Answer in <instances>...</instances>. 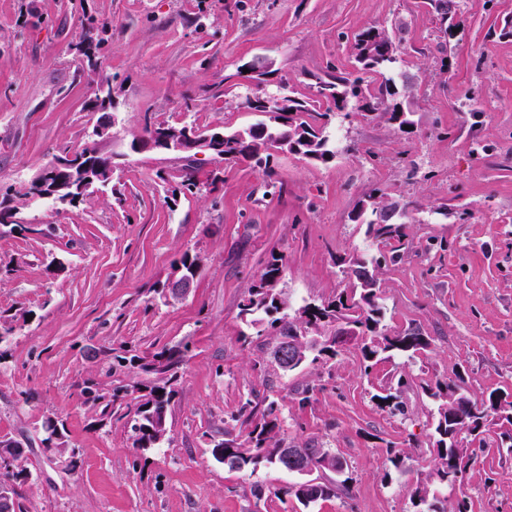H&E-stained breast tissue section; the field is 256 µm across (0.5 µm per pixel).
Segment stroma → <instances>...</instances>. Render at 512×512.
<instances>
[{"instance_id":"stroma-1","label":"stroma","mask_w":512,"mask_h":512,"mask_svg":"<svg viewBox=\"0 0 512 512\" xmlns=\"http://www.w3.org/2000/svg\"><path fill=\"white\" fill-rule=\"evenodd\" d=\"M460 10L459 32L445 34L429 0H0V188L20 186L89 137L103 75L116 93L111 182L75 206L14 199L17 223L0 224V322L32 314L0 347V437L27 445L31 478L17 488L25 512H299L272 496L287 472L232 471L211 456L253 388L282 398L289 443L318 441L348 463L351 502L335 497L309 512H413L410 492L432 470L407 441L425 439L431 422L423 384L461 378L472 397L512 395V36L501 34L512 0H461ZM90 16L109 23L97 70L76 50ZM369 27L395 37L412 78L403 101L411 132L383 110L358 111L339 122L345 138L333 162L287 155L271 177L204 154L195 163L201 190L174 204L167 195L180 163L130 151L148 121L254 123L232 76L258 56L315 98L318 77L350 70L353 36ZM373 189L424 207L407 255L380 278L387 328L419 326L429 347L379 362L368 377L353 349L322 367L258 376L251 365L267 360L272 340L243 342L248 288L274 254L284 263L278 286L294 303L346 288L341 269L353 250L386 249L354 219ZM186 252L201 272L185 298L162 303L156 291ZM123 343L142 356L189 347L166 439L142 455L127 417L97 424L74 386L85 375L108 390L137 381L88 356ZM318 374L325 391L299 408L295 388ZM401 374L410 381L404 411L379 407L376 386ZM50 417L66 423L74 470L41 444ZM496 439L488 431L462 482L442 487L449 512L463 500L471 512H512V453ZM391 445L406 455L402 468L389 460Z\"/></svg>"}]
</instances>
